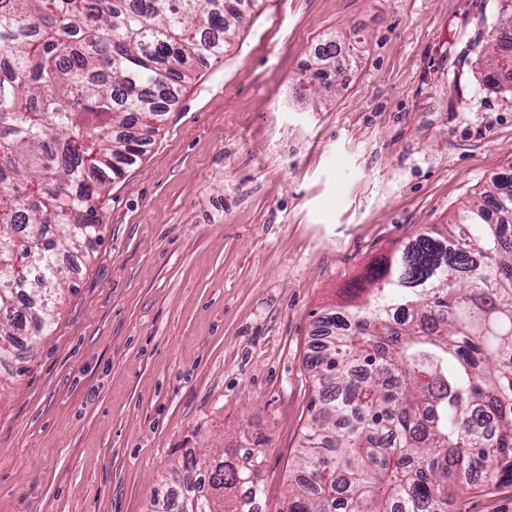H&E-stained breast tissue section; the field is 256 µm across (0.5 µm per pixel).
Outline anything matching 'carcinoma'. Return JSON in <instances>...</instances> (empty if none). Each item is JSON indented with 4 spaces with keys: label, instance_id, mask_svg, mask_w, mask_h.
Listing matches in <instances>:
<instances>
[{
    "label": "carcinoma",
    "instance_id": "cac0c4a2",
    "mask_svg": "<svg viewBox=\"0 0 512 512\" xmlns=\"http://www.w3.org/2000/svg\"><path fill=\"white\" fill-rule=\"evenodd\" d=\"M251 0H0V365L47 334L99 200ZM485 81L512 72V8ZM343 71L336 39L315 52ZM375 260L322 318L321 390L279 512H447L512 485V181ZM183 464L178 512H254L258 460Z\"/></svg>",
    "mask_w": 512,
    "mask_h": 512
}]
</instances>
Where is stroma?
<instances>
[{
  "label": "stroma",
  "instance_id": "35a3bbf8",
  "mask_svg": "<svg viewBox=\"0 0 512 512\" xmlns=\"http://www.w3.org/2000/svg\"><path fill=\"white\" fill-rule=\"evenodd\" d=\"M500 0H259L101 200L51 330L0 367V512H153L255 449L279 512L319 319L391 247L512 174ZM335 36L346 72L301 75ZM448 512H512V486ZM505 1H510V9L506 8ZM501 4V15L504 22L500 27L495 28L490 36V45L488 51L487 74L485 81L487 83L499 82V77L504 71L512 72V44L504 40V36L512 33V1L504 0Z\"/></svg>",
  "mask_w": 512,
  "mask_h": 512
}]
</instances>
